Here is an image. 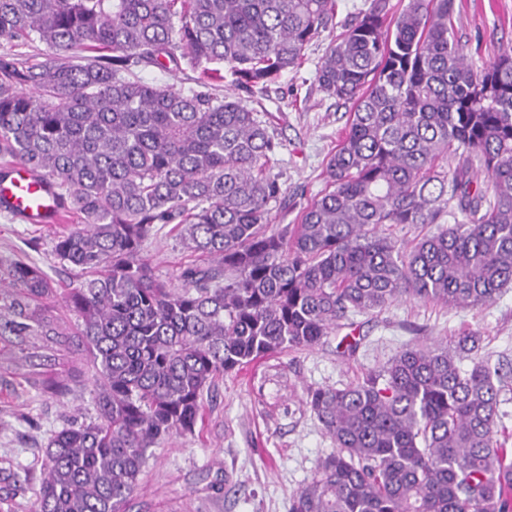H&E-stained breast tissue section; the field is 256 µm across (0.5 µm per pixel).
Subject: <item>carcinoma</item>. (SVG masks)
<instances>
[{
    "label": "carcinoma",
    "mask_w": 512,
    "mask_h": 512,
    "mask_svg": "<svg viewBox=\"0 0 512 512\" xmlns=\"http://www.w3.org/2000/svg\"><path fill=\"white\" fill-rule=\"evenodd\" d=\"M390 11L369 0L317 65L347 129L327 189L275 224L279 144L262 102L239 93L298 70L336 28L337 0H0L1 44L53 51L0 61V158L82 216L53 253L84 273L57 288L38 263L0 259V339L75 336L94 366L96 416L48 439L35 512H126L149 449L194 434L204 389L230 371L313 348L398 297L478 307L512 284V50L475 71L455 0ZM169 62L196 71L195 86L144 81ZM221 63L231 88L219 97ZM450 152L451 174L439 166ZM446 216L409 251L393 236ZM174 222L209 257L182 268L179 288L143 255ZM481 351L475 334L407 347L354 384L310 391L334 450L290 512H512L501 375Z\"/></svg>",
    "instance_id": "cac0c4a2"
}]
</instances>
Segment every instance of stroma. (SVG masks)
Wrapping results in <instances>:
<instances>
[{
    "label": "stroma",
    "mask_w": 512,
    "mask_h": 512,
    "mask_svg": "<svg viewBox=\"0 0 512 512\" xmlns=\"http://www.w3.org/2000/svg\"><path fill=\"white\" fill-rule=\"evenodd\" d=\"M453 25L470 65L481 69L512 47V0H455ZM331 42L326 33L314 40L298 72L285 73L263 100L282 144L271 171L288 190L286 206L272 210L278 224L324 191L326 160L347 121L315 81ZM58 230L0 211V258L34 260L56 287H69L80 274L54 259ZM144 254L175 288L182 268L196 260L167 225L146 241ZM469 330L480 333L491 365L509 374L501 409L512 431V286L478 308L401 299L352 316L319 346L275 353L217 378L204 393L195 434L152 448L127 512H289L293 493L334 448L306 406L309 391L356 383L406 347L451 344ZM347 336L357 340L355 351L340 347ZM18 356L0 345V512H33L51 432L95 416L85 386L90 365L80 353L69 359L62 395L45 391L43 373L19 366Z\"/></svg>",
    "instance_id": "1"
}]
</instances>
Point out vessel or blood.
I'll return each instance as SVG.
<instances>
[{"instance_id":"1","label":"vessel or blood","mask_w":512,"mask_h":512,"mask_svg":"<svg viewBox=\"0 0 512 512\" xmlns=\"http://www.w3.org/2000/svg\"><path fill=\"white\" fill-rule=\"evenodd\" d=\"M0 208L28 224L45 223L55 212L52 187L28 167L14 165L11 176L0 183Z\"/></svg>"}]
</instances>
